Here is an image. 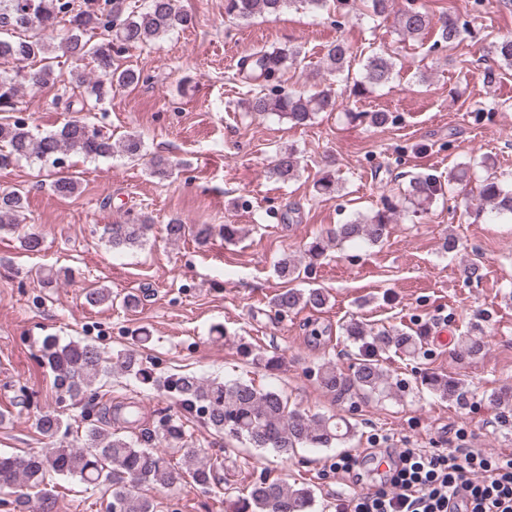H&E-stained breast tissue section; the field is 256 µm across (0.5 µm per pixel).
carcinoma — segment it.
Listing matches in <instances>:
<instances>
[{"label": "carcinoma", "mask_w": 512, "mask_h": 512, "mask_svg": "<svg viewBox=\"0 0 512 512\" xmlns=\"http://www.w3.org/2000/svg\"><path fill=\"white\" fill-rule=\"evenodd\" d=\"M395 0H366L370 17L394 16L395 30L415 37L431 28L433 17L425 8L412 3L403 9L394 8ZM299 3L314 12L333 8L338 18L353 12L354 0H224V15L239 23L257 15H273ZM193 23L192 15L177 6V0H145L137 6H126L124 0H103L95 7L76 11L71 0H0V58L29 61L38 65L34 71L17 70L0 73V169H6L25 159H36L52 166L63 164L69 154L85 159L108 158L119 152L130 159H139L145 152L140 135L129 132L120 144L88 125L80 118L69 119L56 131L44 135L33 133L32 126L23 119L7 116L19 111V100L26 87H46L60 81L51 54L61 50L62 55L79 62L89 56L95 63L97 75L90 77L78 69L70 71L71 79L80 89V111L94 110L112 90L132 87L139 83L141 73L131 68H120L114 62L117 50L147 46L175 31L184 30ZM109 33V38L94 41L98 30ZM467 23L448 15L441 20L440 40L433 44L453 46L462 41ZM499 65L512 69V37H503L493 45ZM353 51L344 41L328 46L324 55L327 70L344 71ZM301 63V49H255L243 58L239 66L242 82L253 92L247 108L251 112H273L294 126H305L319 112L337 107L338 96L331 87L315 91H285L281 86L284 73ZM397 66L387 52H375L362 64V77L354 82L350 94L359 97L372 89L384 86L392 79ZM351 118L360 119L373 127L391 122L387 112H353ZM283 183L298 176L299 158L292 147L279 153L272 168ZM52 191L67 198L78 190L77 180L59 176L51 183ZM446 194L445 183L433 174L410 177L398 193L382 197L380 206L367 215L356 217L347 224H339L307 246V254L317 259L336 242H354L376 245L384 241L388 225L400 215L412 210L422 213L437 198ZM471 199L480 209H490L499 215L512 216V182L489 173L470 191ZM26 210V192L19 189L0 191V231L17 235L20 248L28 253L41 251L42 238L21 230ZM151 225L140 219L132 224H109L105 227L107 242L114 250L140 247L146 241ZM167 236L178 241L186 235L205 246L213 233L211 224H185L174 216L166 225ZM277 275L293 281L300 270L288 256L281 258L275 268ZM329 300L321 288H286L271 299L279 313L292 312L303 306L312 309L324 307ZM346 336L358 344L357 362L352 373L344 375L336 364L327 361L317 368V379L326 391L344 396L392 395L389 375L383 368V354L395 352L415 358L420 356L425 337L421 330L375 328L358 320L343 327ZM461 351L475 356L482 351L483 337L474 327L459 338ZM239 352L252 362L268 369L279 366L276 358H264L252 345L241 342ZM39 360L53 375V385L60 397L95 400L96 381L115 373L135 380L144 390L171 397L182 409L199 414L206 425L225 442H246L258 450L271 452L284 459L295 455L299 448H338L355 436L356 427L335 414H309L274 390H261L242 380L217 381L191 373L157 374L145 366L132 352L111 357L96 344L70 341L66 344L49 337L40 349ZM421 385L440 398L450 402L467 398L463 383L455 378L424 376ZM95 422L86 428L83 443L78 448L60 445L39 453L25 455L0 452V491L16 492L21 487L47 486L56 477L77 478L93 486L105 485L111 491V512H156L154 500L138 493L145 483H159L174 487L185 478L205 492L221 493L220 471L223 461L200 448L193 447L187 438L184 422L170 416H161L153 429L132 437L118 431H107L100 423L112 422V409H96ZM39 429L48 438H55L63 422L60 416L47 412L40 416ZM182 452L185 471L171 466L165 449ZM314 501L311 489L305 485L290 484L285 480L260 478L247 487V493L230 501L232 512H307Z\"/></svg>", "instance_id": "cac0c4a2"}]
</instances>
